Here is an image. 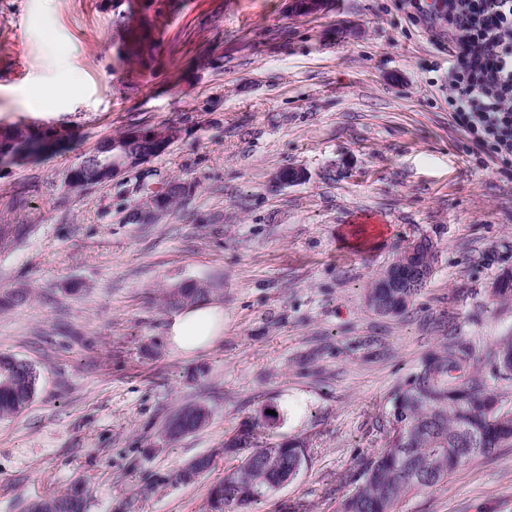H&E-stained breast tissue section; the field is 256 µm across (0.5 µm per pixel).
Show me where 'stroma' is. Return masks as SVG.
Instances as JSON below:
<instances>
[{"label":"stroma","mask_w":512,"mask_h":512,"mask_svg":"<svg viewBox=\"0 0 512 512\" xmlns=\"http://www.w3.org/2000/svg\"><path fill=\"white\" fill-rule=\"evenodd\" d=\"M162 17L153 56L129 59L121 18ZM445 20L413 0H0V122L70 129L60 150L0 164V353L40 372L34 401L0 420V512L84 484L87 512H209L235 470L225 439L261 407L308 462L259 512H336L386 436L392 389L441 343L471 347L489 388L512 395L488 355L512 335V174L448 110ZM35 85L54 88L29 103ZM182 136L140 174L72 191L98 142L136 125ZM297 168L302 180L278 182ZM191 182L181 205L128 222L152 174ZM384 230L354 246L355 220ZM430 239L434 273L409 308L367 305L373 278ZM212 287L224 332L195 355L166 339L164 292ZM206 424L177 443L166 420L190 403ZM213 454L193 484L167 478ZM406 512H512V447L468 460Z\"/></svg>","instance_id":"1"}]
</instances>
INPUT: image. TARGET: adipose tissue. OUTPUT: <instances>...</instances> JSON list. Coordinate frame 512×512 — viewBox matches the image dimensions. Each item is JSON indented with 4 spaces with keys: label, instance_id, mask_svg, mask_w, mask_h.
Wrapping results in <instances>:
<instances>
[{
    "label": "adipose tissue",
    "instance_id": "ef3b65f1",
    "mask_svg": "<svg viewBox=\"0 0 512 512\" xmlns=\"http://www.w3.org/2000/svg\"><path fill=\"white\" fill-rule=\"evenodd\" d=\"M223 330V313L217 307L200 304L172 317L167 341L176 351L192 355L209 348Z\"/></svg>",
    "mask_w": 512,
    "mask_h": 512
}]
</instances>
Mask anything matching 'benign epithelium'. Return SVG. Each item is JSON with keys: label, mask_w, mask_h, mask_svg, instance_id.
<instances>
[{"label": "benign epithelium", "mask_w": 512, "mask_h": 512, "mask_svg": "<svg viewBox=\"0 0 512 512\" xmlns=\"http://www.w3.org/2000/svg\"><path fill=\"white\" fill-rule=\"evenodd\" d=\"M328 0H309L303 7H298L295 2L289 3V9L294 14L304 13L307 15L318 14L326 9ZM140 139H146L156 144V149L140 153H131L125 150L119 142H114L108 150L102 153L91 155V159H83L77 168L81 169L92 163L97 168L100 177L88 182V186L106 184L112 182L115 178L128 174L136 173L143 169L144 165L151 162L161 151L169 148V143L162 140L156 131L149 127H141L135 133ZM163 210L161 204L156 201V197L149 196L145 199L142 206L134 209L130 213V221L140 223L146 219V216H160Z\"/></svg>", "instance_id": "7a95c632"}]
</instances>
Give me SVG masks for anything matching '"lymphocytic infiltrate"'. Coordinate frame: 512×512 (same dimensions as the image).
Returning a JSON list of instances; mask_svg holds the SVG:
<instances>
[{
  "instance_id": "obj_1",
  "label": "lymphocytic infiltrate",
  "mask_w": 512,
  "mask_h": 512,
  "mask_svg": "<svg viewBox=\"0 0 512 512\" xmlns=\"http://www.w3.org/2000/svg\"><path fill=\"white\" fill-rule=\"evenodd\" d=\"M429 15L448 22L454 124L512 170V0H432Z\"/></svg>"
}]
</instances>
